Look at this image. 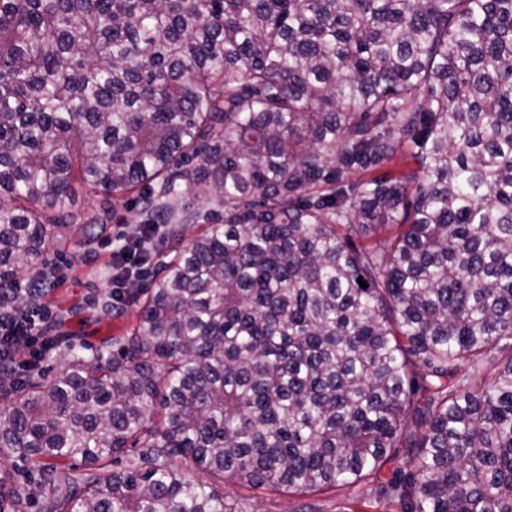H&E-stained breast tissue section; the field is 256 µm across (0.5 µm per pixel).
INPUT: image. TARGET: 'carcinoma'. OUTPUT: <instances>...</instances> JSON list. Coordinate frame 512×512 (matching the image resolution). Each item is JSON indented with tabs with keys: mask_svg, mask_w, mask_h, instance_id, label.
Segmentation results:
<instances>
[{
	"mask_svg": "<svg viewBox=\"0 0 512 512\" xmlns=\"http://www.w3.org/2000/svg\"><path fill=\"white\" fill-rule=\"evenodd\" d=\"M75 180L205 227L124 335L0 381L42 512H236L226 480L397 461L404 512H512V0H0V289Z\"/></svg>",
	"mask_w": 512,
	"mask_h": 512,
	"instance_id": "carcinoma-1",
	"label": "carcinoma"
}]
</instances>
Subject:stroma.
Returning <instances> with one entry per match:
<instances>
[{
	"label": "stroma",
	"mask_w": 512,
	"mask_h": 512,
	"mask_svg": "<svg viewBox=\"0 0 512 512\" xmlns=\"http://www.w3.org/2000/svg\"><path fill=\"white\" fill-rule=\"evenodd\" d=\"M75 209L83 222L102 219L104 232L90 242L77 245L73 239L76 228L61 226L60 255L70 258L71 269L62 271L58 286L43 299L44 305L66 316L64 326L69 339L50 354L41 371L42 376L54 377L65 367L68 350L92 357L103 339L123 334L136 320V307L126 315L105 312L103 304L109 292L112 276V242L123 225L138 222L137 207L127 196L114 199L109 212H101L97 200L84 190H77ZM224 491L238 512H303L312 505L314 512H403L398 501L378 498L374 483L366 482L354 488H326L306 494H291L275 489H248L225 482Z\"/></svg>",
	"instance_id": "35a3bbf8"
}]
</instances>
